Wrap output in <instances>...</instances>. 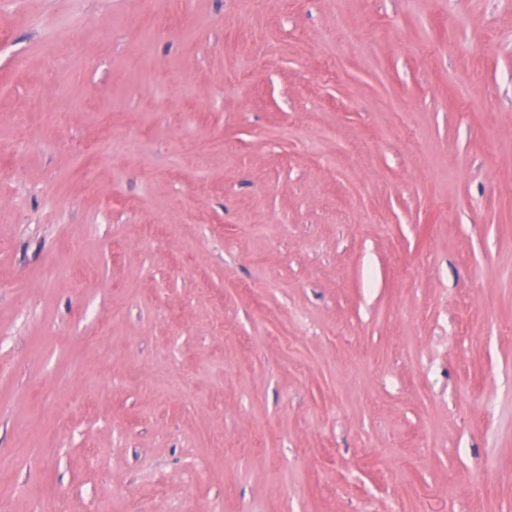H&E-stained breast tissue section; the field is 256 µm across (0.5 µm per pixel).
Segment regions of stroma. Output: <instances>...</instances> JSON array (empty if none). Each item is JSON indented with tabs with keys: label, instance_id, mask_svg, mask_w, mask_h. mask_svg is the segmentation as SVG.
I'll list each match as a JSON object with an SVG mask.
<instances>
[{
	"label": "stroma",
	"instance_id": "stroma-1",
	"mask_svg": "<svg viewBox=\"0 0 512 512\" xmlns=\"http://www.w3.org/2000/svg\"><path fill=\"white\" fill-rule=\"evenodd\" d=\"M0 36V512H512V0Z\"/></svg>",
	"mask_w": 512,
	"mask_h": 512
}]
</instances>
